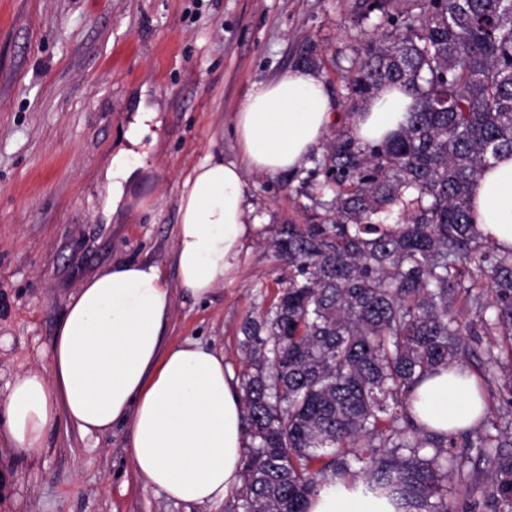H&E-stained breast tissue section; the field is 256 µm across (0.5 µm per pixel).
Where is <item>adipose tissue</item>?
<instances>
[{
	"label": "adipose tissue",
	"instance_id": "ef3b65f1",
	"mask_svg": "<svg viewBox=\"0 0 512 512\" xmlns=\"http://www.w3.org/2000/svg\"><path fill=\"white\" fill-rule=\"evenodd\" d=\"M415 103L400 86L383 87L354 115L353 137L380 143L406 125ZM334 117L326 84L309 69L251 85L234 116L238 159H205L183 185L173 252L178 289L197 301L239 278L256 231L246 172L298 170ZM472 203L478 231L512 249V155L478 178ZM174 289L152 260L117 262L82 282L68 298L47 365L7 384L0 409L10 452L39 454L62 420L83 437L123 425L132 467L146 485L181 502H223L241 483L243 405L223 355L195 342L166 343ZM416 394L415 415L436 431L467 427L482 411L476 378L456 368ZM309 512L395 510L334 482Z\"/></svg>",
	"mask_w": 512,
	"mask_h": 512
}]
</instances>
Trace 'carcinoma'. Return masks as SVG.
<instances>
[{"label":"carcinoma","mask_w":512,"mask_h":512,"mask_svg":"<svg viewBox=\"0 0 512 512\" xmlns=\"http://www.w3.org/2000/svg\"><path fill=\"white\" fill-rule=\"evenodd\" d=\"M379 13L347 98L419 100L378 145L338 133L318 224H281L288 266L241 341L246 448L228 512H308L329 480L400 512H512V250L482 237L471 188L512 153V0H361ZM478 362L484 411L458 433L412 413L416 389ZM487 472L488 482L479 474Z\"/></svg>","instance_id":"obj_1"}]
</instances>
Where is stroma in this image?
<instances>
[{
	"label": "stroma",
	"mask_w": 512,
	"mask_h": 512,
	"mask_svg": "<svg viewBox=\"0 0 512 512\" xmlns=\"http://www.w3.org/2000/svg\"><path fill=\"white\" fill-rule=\"evenodd\" d=\"M359 0H0V402L17 373L48 360L69 295L119 260L150 259L175 284L178 201L205 158L234 160L233 114L252 83L312 55L339 120L371 33ZM155 110L139 144L126 134ZM138 153V182L105 211L107 171ZM259 224L238 280L215 297L177 296L167 339L220 352L245 370L246 318L265 313L288 269L267 242L309 223L322 173L246 175ZM0 436V512H224L168 498L134 473L126 426L80 437L59 422L41 454L13 457Z\"/></svg>",
	"instance_id": "1"
}]
</instances>
